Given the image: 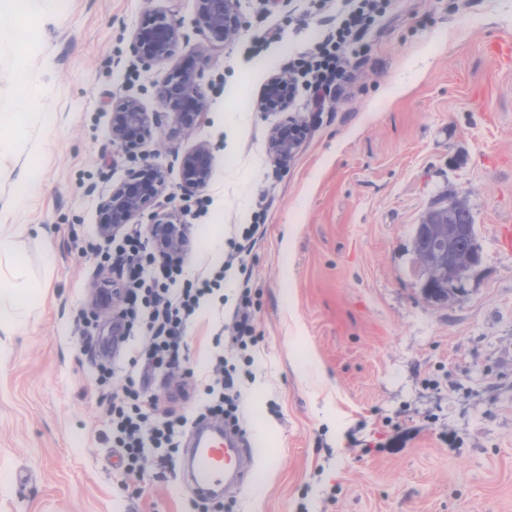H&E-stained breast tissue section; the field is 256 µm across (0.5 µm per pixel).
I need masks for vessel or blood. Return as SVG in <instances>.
<instances>
[{"instance_id":"1","label":"vessel or blood","mask_w":512,"mask_h":512,"mask_svg":"<svg viewBox=\"0 0 512 512\" xmlns=\"http://www.w3.org/2000/svg\"><path fill=\"white\" fill-rule=\"evenodd\" d=\"M261 447V436L248 438L225 429L213 432L199 424L184 472L201 495H216L221 487L230 491L251 478L250 463Z\"/></svg>"}]
</instances>
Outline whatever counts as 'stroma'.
Here are the masks:
<instances>
[{
  "instance_id": "obj_1",
  "label": "stroma",
  "mask_w": 512,
  "mask_h": 512,
  "mask_svg": "<svg viewBox=\"0 0 512 512\" xmlns=\"http://www.w3.org/2000/svg\"><path fill=\"white\" fill-rule=\"evenodd\" d=\"M345 0H238L237 37L210 44L195 0H65L25 48L0 45V224L22 230L0 258L29 303L0 333V512H193L181 471L124 479L93 357L141 344L91 296L118 270L98 264L102 195L145 162L167 189L155 202L187 226L188 277L224 262L244 225L260 228L186 331L190 400L164 378L150 396L195 418L214 337L252 292V377L240 422L262 428L269 456L224 497L223 512H512V0H387L366 32L356 82L311 111L298 89L289 114L259 107L263 84L312 49ZM173 14L183 49L204 51L208 111L182 132L161 109L163 68L139 62L131 32ZM136 96L160 131L135 151L113 144L111 96ZM307 135L292 159L268 153L285 117ZM215 157L210 183L180 187L183 155ZM33 162L24 185L18 167ZM465 196L482 248L458 300L428 303L412 274L414 229L431 205Z\"/></svg>"
}]
</instances>
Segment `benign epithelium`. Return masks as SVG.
Masks as SVG:
<instances>
[{"mask_svg":"<svg viewBox=\"0 0 512 512\" xmlns=\"http://www.w3.org/2000/svg\"><path fill=\"white\" fill-rule=\"evenodd\" d=\"M195 24L211 40L224 43L234 38L241 19L236 0H195ZM182 35L175 19L156 12L138 25L133 33L131 47L138 59L148 65H161L179 49ZM203 58L198 54L186 56L182 63L168 71L158 84L160 104L172 112L177 125L190 130L196 127L207 110V103L199 83ZM295 93L288 79L274 75L264 85L260 107L265 112H286ZM307 128L290 120L276 127L269 137V152L275 162L287 163L297 151ZM109 132L113 142L126 149H136L153 138L155 120L139 100L131 95L114 97L109 107ZM214 156L205 145L189 150L180 165V186L186 193L206 187L213 174ZM164 171L145 162L131 169L127 178L102 198L98 207L97 231L101 238L110 240L127 224H137L145 211L166 191ZM147 232L155 250L165 256L181 254L186 236L185 225L171 216L153 212ZM460 238L469 240L472 250L480 251L476 227L473 224H448V231L436 242L431 254L416 262L417 277L430 275L448 283V301L459 296L460 288L468 279L471 267L465 257L455 250Z\"/></svg>","mask_w":512,"mask_h":512,"instance_id":"benign-epithelium-1","label":"benign epithelium"}]
</instances>
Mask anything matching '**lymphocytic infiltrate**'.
<instances>
[{
    "label": "lymphocytic infiltrate",
    "mask_w": 512,
    "mask_h": 512,
    "mask_svg": "<svg viewBox=\"0 0 512 512\" xmlns=\"http://www.w3.org/2000/svg\"><path fill=\"white\" fill-rule=\"evenodd\" d=\"M381 11V0H359L356 7L337 15L334 27L314 50L292 61L291 71L306 77L317 95L351 83L355 75L348 67V57ZM242 251L241 243L231 242L222 268L196 280L185 278L178 261L160 259L137 228L126 234L115 254H104V261L125 271L121 297L125 331L143 339L127 365L116 362L101 368L97 378L101 385L116 376L123 380L121 392L113 396L108 414L112 445L123 452L125 475L141 474L150 462L161 469L174 467L188 420L183 416L160 415L157 402L147 397L146 386L158 373L175 375L183 371L187 323L202 299L223 287L226 271L239 264ZM209 373L210 399L200 413L201 418L238 427L239 378L235 366L219 357L211 364Z\"/></svg>",
    "instance_id": "1"
}]
</instances>
